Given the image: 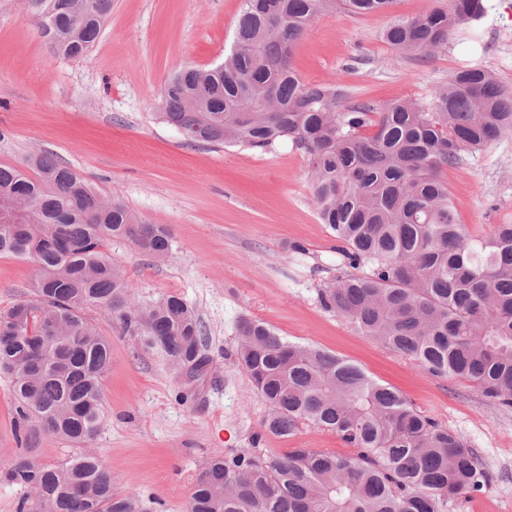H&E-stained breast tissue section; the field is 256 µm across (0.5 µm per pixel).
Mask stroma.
<instances>
[{"instance_id":"obj_1","label":"stroma","mask_w":512,"mask_h":512,"mask_svg":"<svg viewBox=\"0 0 512 512\" xmlns=\"http://www.w3.org/2000/svg\"><path fill=\"white\" fill-rule=\"evenodd\" d=\"M435 4L395 0L387 14L319 18L295 46L294 66L307 82L338 86L347 105L426 99L450 74L476 65L512 92V0H484V15L428 57L397 56L381 39L392 19ZM240 7L241 0H112L97 42L69 59L49 50L22 0H0V165L22 169L29 155H50L107 199L170 227L164 259L121 238L109 251L136 302L181 296L206 331L209 363L183 402V383L160 352L145 349L112 314L88 310L112 343L91 449L119 491L146 498L147 512H184L196 476L217 453H348L335 434L309 423L295 436L253 444L266 408L235 359L236 324L249 315L291 342L360 366L460 434L490 480L447 512H512V407L484 400L467 381L434 378L320 306L319 289L350 269L317 216L304 155L288 144L261 151L198 142L158 119L173 72L223 61ZM445 178L471 236L512 224V133L466 155ZM296 242L303 252L292 251ZM35 275L32 262L1 255L0 309L26 298Z\"/></svg>"}]
</instances>
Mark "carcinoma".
Wrapping results in <instances>:
<instances>
[{
  "label": "carcinoma",
  "mask_w": 512,
  "mask_h": 512,
  "mask_svg": "<svg viewBox=\"0 0 512 512\" xmlns=\"http://www.w3.org/2000/svg\"><path fill=\"white\" fill-rule=\"evenodd\" d=\"M51 51L82 56L98 40L112 0H24ZM394 0H243L224 62L185 66L165 83L161 119L187 138L266 150L289 141L306 157L320 221L358 273L326 284L318 301L364 336L431 375L463 378L512 407V224L474 238L459 224L446 169L512 132V95L493 74L456 71L431 100L337 108L342 91L308 84L292 49L317 17L384 13ZM483 0H440L383 32L399 54L428 56ZM33 175L0 165V255L33 262L30 296L0 313V374L11 384L15 434L24 448L0 465L3 481L33 493L17 512H142L141 496L116 490L93 451L44 464L29 451L42 436L85 445L102 422V377L112 344L86 314L121 319L173 366L202 358L206 336L185 299L137 307L114 238L155 257L168 227L105 200L84 177L48 156ZM239 365L266 406L262 427L293 435L309 422L354 449L292 448L261 458L214 455L185 512H445L482 491L488 474L463 439L361 368L289 342L263 321L236 325Z\"/></svg>",
  "instance_id": "1"
}]
</instances>
